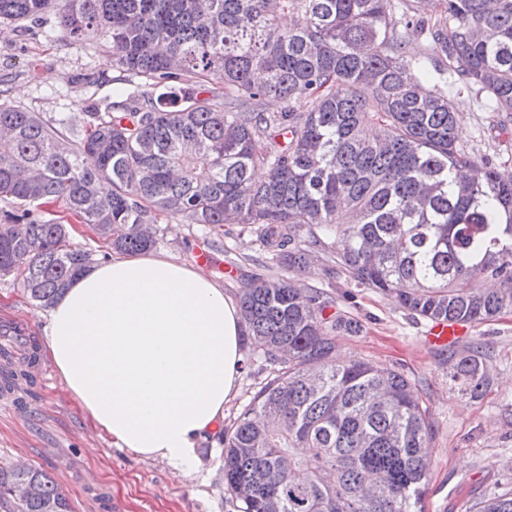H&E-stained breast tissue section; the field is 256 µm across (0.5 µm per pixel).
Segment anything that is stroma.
<instances>
[{
    "label": "stroma",
    "instance_id": "stroma-1",
    "mask_svg": "<svg viewBox=\"0 0 512 512\" xmlns=\"http://www.w3.org/2000/svg\"><path fill=\"white\" fill-rule=\"evenodd\" d=\"M118 76L104 40L73 42L56 12L22 26L0 22V89L14 107L46 119L79 118L117 90ZM455 102L460 146L512 166V129L501 131L475 95H457ZM158 225L163 237L157 251L191 264L197 254H209L204 271L227 295L239 297L247 276L268 273L252 261L258 244L250 232L231 235L216 251L202 226L163 217ZM299 280L324 289L335 299L336 313L361 326L358 334L337 335V357L403 373L426 409L432 433L424 512H475L491 492L512 485V311L469 325L455 343L457 353L479 345L486 356L490 384L472 399L449 381L441 346L427 339L431 321L346 275L327 279L319 264ZM24 323L33 326L35 343L43 344L47 311L30 305L17 279H0V326ZM267 375L262 360L244 352L225 425L235 422ZM223 450L220 436L209 437L197 450V471L178 475L165 460L117 447L92 428L44 354L28 375L0 386V466L22 463L47 472L73 512H241L224 485Z\"/></svg>",
    "mask_w": 512,
    "mask_h": 512
}]
</instances>
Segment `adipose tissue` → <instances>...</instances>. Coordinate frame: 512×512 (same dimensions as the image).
Masks as SVG:
<instances>
[{"label": "adipose tissue", "mask_w": 512, "mask_h": 512, "mask_svg": "<svg viewBox=\"0 0 512 512\" xmlns=\"http://www.w3.org/2000/svg\"><path fill=\"white\" fill-rule=\"evenodd\" d=\"M238 304L200 268L116 255L76 276L49 314L45 348L94 428L120 448L198 468L242 363Z\"/></svg>", "instance_id": "ef3b65f1"}]
</instances>
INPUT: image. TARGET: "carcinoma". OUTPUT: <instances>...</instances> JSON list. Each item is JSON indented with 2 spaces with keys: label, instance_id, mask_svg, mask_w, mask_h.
Masks as SVG:
<instances>
[{
  "label": "carcinoma",
  "instance_id": "obj_1",
  "mask_svg": "<svg viewBox=\"0 0 512 512\" xmlns=\"http://www.w3.org/2000/svg\"><path fill=\"white\" fill-rule=\"evenodd\" d=\"M392 2L0 0V21L52 9L74 40L104 38L139 79L80 120L0 102V200L19 204L0 213L1 278L44 309L92 264L47 217L57 203L118 251L155 246L160 216L218 236L248 228L256 261L284 271L239 299L246 340L272 366L224 432V484L242 512H424L425 410L402 373L336 359V332L360 324L296 287L313 255L434 323L512 310V169L458 145L445 90L456 75L512 123V0H400L398 15ZM284 14L301 20L284 28ZM422 35L447 64L410 52ZM31 350L4 383L29 375ZM448 374L481 394L482 348L448 345ZM19 484L31 491L16 512H71L31 467L0 468V501ZM478 512H512V489Z\"/></svg>",
  "mask_w": 512,
  "mask_h": 512
}]
</instances>
